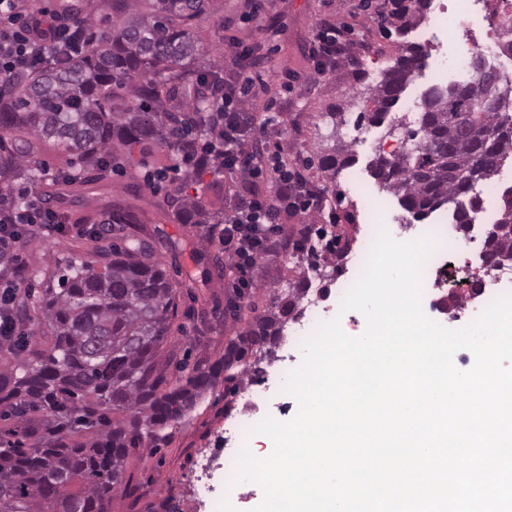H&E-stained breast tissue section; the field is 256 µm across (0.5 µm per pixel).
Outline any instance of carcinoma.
<instances>
[{
    "label": "carcinoma",
    "mask_w": 512,
    "mask_h": 512,
    "mask_svg": "<svg viewBox=\"0 0 512 512\" xmlns=\"http://www.w3.org/2000/svg\"><path fill=\"white\" fill-rule=\"evenodd\" d=\"M111 30L89 36L86 51L63 64L52 57L35 71L0 82V194L26 185L49 207L82 197L84 189H107L110 172L125 169L137 187L134 148L161 150L157 177L166 178L169 161L180 154L172 127L210 132L213 113L202 83L224 84L219 75L197 74L201 52L196 21L211 12L212 0H105ZM391 25L404 36L429 9L430 0H392ZM422 47L405 43L393 65L372 89L373 108L356 122L370 125L400 100ZM191 96L188 112H171L178 94ZM488 88L479 73L461 84L431 87L424 93L414 125L399 123L407 151L398 159L377 154L373 177L399 206L423 220L468 196L487 179L498 161L512 153V110L499 90L498 105L484 111ZM54 148V167L43 170V156ZM354 162L349 146L319 157V169L333 180ZM203 172L184 166L166 195V206L187 224H208ZM200 186V192L188 189ZM138 192L78 219V236L93 258L68 262L62 271L39 269L46 287L14 300L19 331L0 340V353L14 363L0 368V421H13L35 440L30 447L0 438V512H109L112 494L129 485L125 462L142 430L162 431L182 419L219 376L237 380L232 370L248 353L272 352L287 320L299 315L305 280H290L273 295L267 312L229 339L224 357L207 371L159 390L153 378L164 336L176 318L174 284L144 227ZM499 222L491 225L485 266L512 258V193L501 198ZM52 222L24 228L0 221V235L18 243L61 233L71 220L55 210ZM115 235L134 242L124 247ZM51 337L43 346L37 329ZM94 429L84 441L80 428Z\"/></svg>",
    "instance_id": "obj_1"
}]
</instances>
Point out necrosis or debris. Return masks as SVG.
I'll return each mask as SVG.
<instances>
[{
  "label": "necrosis or debris",
  "instance_id": "1",
  "mask_svg": "<svg viewBox=\"0 0 512 512\" xmlns=\"http://www.w3.org/2000/svg\"><path fill=\"white\" fill-rule=\"evenodd\" d=\"M459 32L462 48L456 65L468 68L474 53L488 54L502 61L500 74L506 87H512V52L507 45L512 42V0H434L426 20L417 24L413 32L423 44L426 57L422 71H429L431 61L442 54L439 37L448 30ZM512 187V165L500 163L497 170L477 185L466 199L468 224L460 226L455 213L422 225L420 232H411L403 214L393 213L388 198L382 193H370L362 182H355L353 189L360 199L367 216L383 212L386 220L399 224L396 240H416L417 236H430L436 247L423 274L424 282L441 281L448 274V266L472 249L484 248L488 225L499 220V200ZM266 389L261 383L251 382L238 394L239 405L226 416L234 430V445L224 451V475L232 477L240 448L248 444L247 430L253 426L252 413L263 403Z\"/></svg>",
  "mask_w": 512,
  "mask_h": 512
}]
</instances>
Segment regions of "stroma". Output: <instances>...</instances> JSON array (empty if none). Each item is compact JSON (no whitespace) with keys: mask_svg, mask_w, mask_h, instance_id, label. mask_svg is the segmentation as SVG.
Wrapping results in <instances>:
<instances>
[{"mask_svg":"<svg viewBox=\"0 0 512 512\" xmlns=\"http://www.w3.org/2000/svg\"><path fill=\"white\" fill-rule=\"evenodd\" d=\"M212 8L211 16L198 29L205 51L199 68H220L225 76H232L238 45L259 46L262 77L277 96L279 124L270 141L271 150L288 166L300 167L335 208V220L319 218L312 226L313 233L330 239L343 231L351 245H359L363 212L346 188L355 173L363 176L368 187H376L366 169L374 150H355L354 167L340 171L332 181L317 164L334 146L351 143L359 112L370 106L371 86L401 52L402 38L385 35L390 27L388 0H267L256 17L250 13L248 0H213ZM326 20L348 28L355 49L352 60L319 75L308 49L318 25ZM285 71L304 77V84L281 89ZM334 112L344 113L345 123L333 124L330 115ZM140 190L146 202L142 220L151 235L150 243L178 291L179 313L156 361L164 386L171 387L193 372L208 370L223 356L229 338L246 329L247 322L226 312L228 300L235 296L231 275L206 276L221 249L209 243L203 225L179 223L154 208V200L165 195L164 187L144 183ZM75 232V227H68L66 233L48 238L38 249L22 250L21 255L33 270L84 259L86 251L71 243ZM233 400L224 381L216 380L183 419L169 424L159 436L143 434L126 460L130 486L113 495L109 512H157L165 500L171 501L177 512H189L187 484L194 455L200 449L211 456L210 483L214 487L200 512H254L263 499L261 488L247 487L229 496L224 493V407Z\"/></svg>","mask_w":512,"mask_h":512,"instance_id":"obj_1","label":"stroma"}]
</instances>
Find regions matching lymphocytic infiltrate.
Listing matches in <instances>:
<instances>
[{
    "label": "lymphocytic infiltrate",
    "mask_w": 512,
    "mask_h": 512,
    "mask_svg": "<svg viewBox=\"0 0 512 512\" xmlns=\"http://www.w3.org/2000/svg\"><path fill=\"white\" fill-rule=\"evenodd\" d=\"M86 45L85 28L69 15L39 0L29 12H21L17 0H0V79L30 69L40 58L56 55L76 59ZM352 46L335 24L324 23L316 31L310 55L316 72L351 56ZM260 61L236 72L223 86L208 89L217 127L202 157L208 172L239 177L241 189L223 223L209 227L217 243L232 261L237 297L253 288V272L277 244L285 215L320 214L327 207L325 193L312 186L301 172L284 163L269 164L263 153L266 133L274 118L264 100L269 88L262 80Z\"/></svg>",
    "instance_id": "f902f5d3"
}]
</instances>
